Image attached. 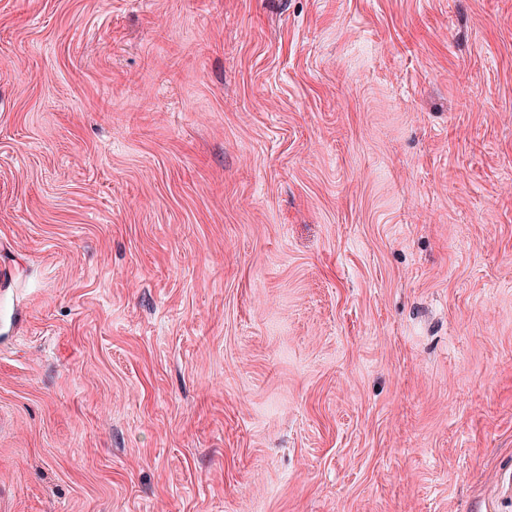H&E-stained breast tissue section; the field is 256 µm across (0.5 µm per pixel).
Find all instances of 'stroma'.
Masks as SVG:
<instances>
[{"mask_svg": "<svg viewBox=\"0 0 512 512\" xmlns=\"http://www.w3.org/2000/svg\"><path fill=\"white\" fill-rule=\"evenodd\" d=\"M0 512H512V0H0Z\"/></svg>", "mask_w": 512, "mask_h": 512, "instance_id": "obj_1", "label": "stroma"}]
</instances>
